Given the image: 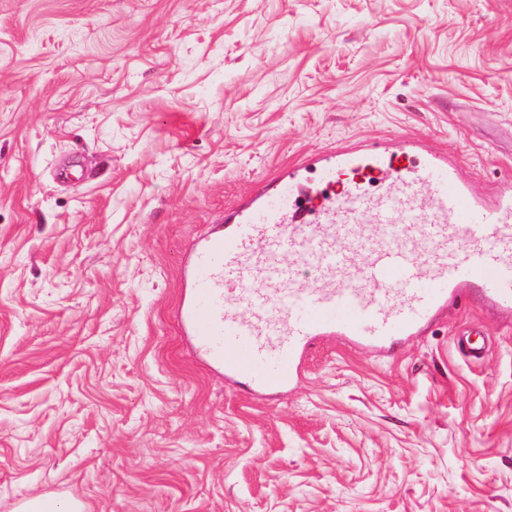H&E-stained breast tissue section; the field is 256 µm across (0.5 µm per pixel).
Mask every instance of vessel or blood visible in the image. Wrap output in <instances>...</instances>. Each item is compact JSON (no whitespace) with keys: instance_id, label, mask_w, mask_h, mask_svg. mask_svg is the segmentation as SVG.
<instances>
[{"instance_id":"1","label":"vessel or blood","mask_w":512,"mask_h":512,"mask_svg":"<svg viewBox=\"0 0 512 512\" xmlns=\"http://www.w3.org/2000/svg\"><path fill=\"white\" fill-rule=\"evenodd\" d=\"M315 164L336 189L331 206L284 174L192 246L178 322L226 376L288 389L321 339L393 348L474 285L512 312V193L475 195L447 153L413 141L341 146L300 166ZM286 253L313 287L281 264Z\"/></svg>"}]
</instances>
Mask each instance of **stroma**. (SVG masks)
<instances>
[{
  "label": "stroma",
  "instance_id": "stroma-1",
  "mask_svg": "<svg viewBox=\"0 0 512 512\" xmlns=\"http://www.w3.org/2000/svg\"><path fill=\"white\" fill-rule=\"evenodd\" d=\"M369 138L512 184V0H0V512H512V314L478 291L270 396L179 331L210 224ZM78 501L66 500L53 493H41L20 502L15 512H84Z\"/></svg>",
  "mask_w": 512,
  "mask_h": 512
}]
</instances>
